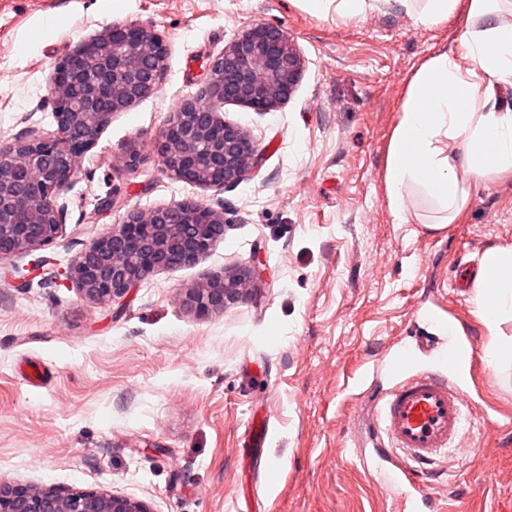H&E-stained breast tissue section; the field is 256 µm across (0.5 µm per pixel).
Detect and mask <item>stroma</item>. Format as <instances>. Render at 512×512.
Listing matches in <instances>:
<instances>
[{
  "label": "stroma",
  "instance_id": "obj_1",
  "mask_svg": "<svg viewBox=\"0 0 512 512\" xmlns=\"http://www.w3.org/2000/svg\"><path fill=\"white\" fill-rule=\"evenodd\" d=\"M467 5L426 24L399 0L347 22L298 0H0V141L55 130L48 81L78 41L136 22L167 49L159 90L113 113L80 158L60 196L58 243L0 263V480L104 491L152 512H236L237 450L260 407L265 461L278 472L258 487L262 512H396L399 491L360 465L354 413L394 338L435 334L424 315L434 309L474 338L466 382L485 413L429 490L454 512H504L512 363L486 362L475 294L448 284L512 246V177L473 184L459 221L435 233L425 227L435 203L408 186V221L395 223L385 183L414 74L438 51L469 64ZM257 23L286 31L302 61L275 110H221L261 166L221 189L174 179L154 150L169 116ZM133 143L143 160L130 170L122 157ZM185 200L224 212L223 237L198 262L147 276L118 305L65 281L70 260L128 210ZM256 260L261 277L223 312L200 319L183 307L185 289Z\"/></svg>",
  "mask_w": 512,
  "mask_h": 512
}]
</instances>
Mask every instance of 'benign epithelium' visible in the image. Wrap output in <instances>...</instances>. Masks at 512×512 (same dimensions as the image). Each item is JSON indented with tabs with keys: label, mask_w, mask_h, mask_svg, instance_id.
Returning <instances> with one entry per match:
<instances>
[{
	"label": "benign epithelium",
	"mask_w": 512,
	"mask_h": 512,
	"mask_svg": "<svg viewBox=\"0 0 512 512\" xmlns=\"http://www.w3.org/2000/svg\"><path fill=\"white\" fill-rule=\"evenodd\" d=\"M166 48L151 27L112 24L77 42L55 64L48 86L56 131L0 141V260L53 246L63 234L64 207L79 157L112 113L157 91ZM301 72L288 33L271 25L242 30L208 64L201 99H187L169 117L157 155L175 178L205 187L242 181L262 154L237 126L220 117L234 101L256 112L285 103ZM224 234V213L192 201L130 209L122 223L89 243L69 263L68 279L94 302L114 301L152 273L191 265ZM215 274L186 289L182 303L198 318L239 298ZM0 512H151L143 501L103 491L35 489L0 481Z\"/></svg>",
	"instance_id": "obj_1"
}]
</instances>
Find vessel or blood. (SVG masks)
Masks as SVG:
<instances>
[{
    "instance_id": "b4317fda",
    "label": "vessel or blood",
    "mask_w": 512,
    "mask_h": 512,
    "mask_svg": "<svg viewBox=\"0 0 512 512\" xmlns=\"http://www.w3.org/2000/svg\"><path fill=\"white\" fill-rule=\"evenodd\" d=\"M473 361V348L450 343L437 348L425 369L413 349L393 342L376 366L387 387L368 392L356 411L371 443L366 474L405 488L407 512H448L447 502L427 491L425 481L465 434L472 397L463 378ZM267 428V422L251 421L240 450L260 482L274 478L258 452Z\"/></svg>"
}]
</instances>
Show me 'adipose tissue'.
<instances>
[{"label": "adipose tissue", "instance_id": "1", "mask_svg": "<svg viewBox=\"0 0 512 512\" xmlns=\"http://www.w3.org/2000/svg\"><path fill=\"white\" fill-rule=\"evenodd\" d=\"M512 0H469V19H487L464 34L468 68L447 53L434 54L412 78L390 140L386 185L390 206L404 218L403 190L420 187L440 207L432 229L455 223L468 202L465 185L512 174V107H482V91L512 84V28L492 24ZM475 302L488 329L487 362L512 360V247L488 252L477 278Z\"/></svg>", "mask_w": 512, "mask_h": 512}]
</instances>
